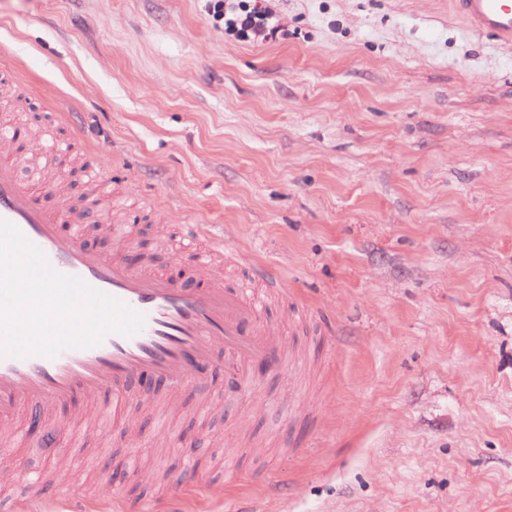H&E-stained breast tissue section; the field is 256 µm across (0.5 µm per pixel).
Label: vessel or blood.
Returning <instances> with one entry per match:
<instances>
[{
  "instance_id": "obj_1",
  "label": "vessel or blood",
  "mask_w": 512,
  "mask_h": 512,
  "mask_svg": "<svg viewBox=\"0 0 512 512\" xmlns=\"http://www.w3.org/2000/svg\"><path fill=\"white\" fill-rule=\"evenodd\" d=\"M453 9L474 29L492 33L512 46V0H451ZM18 121L0 114V218L16 226L45 255L50 268L75 276L140 313L138 333L108 334L101 344L67 349L56 356L0 358V419L20 406L49 411L79 395H95L106 405L127 401L139 379L161 382L173 394L203 384L216 365L241 386L257 383L254 370L299 372L304 362L287 348L278 328L262 320L256 299L233 286L197 278L195 269L160 274L129 264L121 252L105 255L85 242V227L66 206L51 208L16 170L29 163L17 139H29ZM187 241L207 239L200 265L223 259L224 242L202 224L184 227ZM223 358H216V349Z\"/></svg>"
}]
</instances>
